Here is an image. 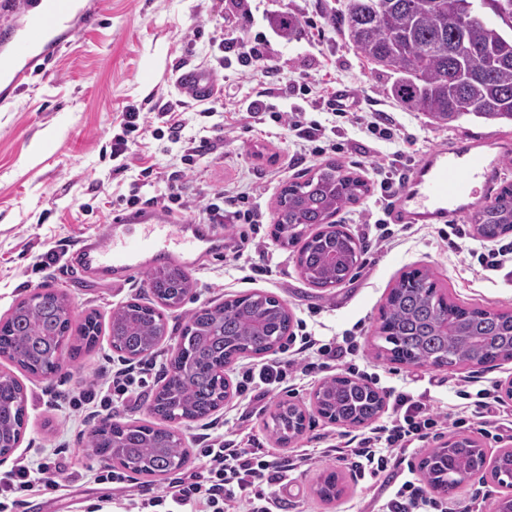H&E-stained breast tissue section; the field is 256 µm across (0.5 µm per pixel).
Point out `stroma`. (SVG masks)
Here are the masks:
<instances>
[{"mask_svg":"<svg viewBox=\"0 0 512 512\" xmlns=\"http://www.w3.org/2000/svg\"><path fill=\"white\" fill-rule=\"evenodd\" d=\"M344 0H223L221 15L237 20L246 36L265 40L268 63L277 70L275 103L280 108L304 105L302 80L329 82L333 89L356 94L372 108L389 113L407 129L410 139L400 147L405 160L415 162L434 147L460 140H480L504 146L506 159L500 164V185L512 183V125L466 117L452 127H440L418 112L399 107L386 94L395 81L392 71L371 68L337 31L335 16ZM98 26L91 31L76 29L61 50L32 71L21 92L0 96V318H6L22 299L40 288H50L66 297L74 320L96 313L104 328L113 310L130 301L153 303L146 277L133 274L120 282L85 280L72 269L66 256L79 240L101 233L113 212L116 198L128 194L142 167L152 165L174 171L180 146L167 130L146 133L128 160L118 168L112 159L113 136L120 134L121 112L132 104L144 113L158 108L176 95L172 73L183 65L207 66L213 54L212 25H200L206 0H94ZM289 12L307 16L297 37L284 39L272 25L275 15ZM196 41H189L192 31ZM224 87L231 99L225 111L211 118L200 117L198 102H188L182 117L186 133L206 128L212 149L186 180V193L193 200L234 183L257 192V203L267 221L255 226L216 225L224 238L244 232L259 239L255 270H240L229 249L201 254L189 269L191 292L179 306L165 309L169 328H181L195 310L214 306L249 293L279 299L292 316L291 337L309 330L328 341L354 332L357 352L353 359L369 384L382 394L402 391L431 399L435 405L454 409L456 385L467 380L498 384L512 379V361L486 366L421 368L380 357L383 341L376 336L380 312L400 276L414 269L433 273L438 288L453 301L492 310H512V266L499 271L481 270L467 261L468 251L484 247L466 217L446 224H395L398 244L363 250L350 279L334 288L319 289L301 276L292 249L282 247L271 234V219L283 185L316 168L313 160L293 159L287 136L268 121L256 123L247 110L252 84L243 75L234 56L224 59ZM348 141L349 149L337 160L362 178H369L374 156L393 152V145L365 137L352 126L336 135ZM463 228L457 249L442 241L443 233ZM57 249L59 259L43 265L48 249ZM173 352L161 342L146 359L134 366L152 365L148 384L136 404L113 410L111 418L163 426L149 405L165 379ZM113 351L108 333H101L94 349L77 360L65 361L61 370L48 377L29 375L0 357V372L12 375L27 395V424L15 457L42 452L58 456L70 465L74 479L69 490L36 491L27 496L26 512H94L109 493L107 485L93 481L101 460L86 441L90 430L103 419L99 413L70 412L69 402L81 391L104 385L113 370L123 367ZM224 375L233 383L232 398L202 419L178 425L189 452L187 469H199L205 434L225 430L243 432L251 442L281 454L302 448L346 441L368 432V425L332 424L312 406L314 391L322 384L315 377L304 384L286 380L273 390L265 412L242 422L238 416L247 405V395L238 389L235 366ZM289 402L306 411L304 432L292 442L279 444L272 433L271 413L276 404ZM469 437L486 456L512 448V428L494 433L481 424L463 423L429 436L426 448H435L449 437ZM342 477V494L329 502L315 492L325 468ZM380 488L370 479L356 477L336 456H320L296 471L288 489L290 512H376Z\"/></svg>","mask_w":512,"mask_h":512,"instance_id":"1","label":"stroma"}]
</instances>
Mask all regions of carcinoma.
Segmentation results:
<instances>
[{"mask_svg":"<svg viewBox=\"0 0 512 512\" xmlns=\"http://www.w3.org/2000/svg\"><path fill=\"white\" fill-rule=\"evenodd\" d=\"M470 20L462 23V14ZM281 35L298 33L296 18L285 12L276 20ZM340 32L368 62L397 74L388 94L411 112L439 126L464 117L512 123V0H346L336 18ZM369 193L368 183L337 161H329L284 186L277 201L273 235L283 247L296 248V265L312 286L334 288L356 267L361 247L343 225L331 218ZM504 201L479 205L467 215L477 233L500 237L512 228V184L501 188ZM159 304L176 307L190 293L187 275L161 267L147 275ZM288 309L272 296L253 293L191 313L181 328L183 347L174 353L164 383L150 411L167 420L207 416L224 403V377L207 364L226 365L280 343L291 330ZM167 332L156 307L129 302L112 313V348L148 355ZM99 335L93 313L73 325L65 297L39 292L23 300L0 323V356L21 369L50 376L61 369L65 354L75 358L92 349ZM378 336L390 360L441 359L448 366L470 363L477 347L495 340L485 356H512V311L458 304L440 294L426 271L402 274L380 315ZM23 386L13 377L0 380V449L15 447L25 423L20 401ZM319 405L335 421L365 424L378 404L365 386L335 377L318 392ZM273 434L283 443L302 419L292 404L279 403L272 414ZM87 447L112 463L157 479L187 462L175 431L145 424L106 420L91 430ZM483 450L468 438H450L422 460L428 484L452 494L462 473L480 467ZM325 500L340 493L339 476L325 472L317 489Z\"/></svg>","mask_w":512,"mask_h":512,"instance_id":"carcinoma-1","label":"carcinoma"}]
</instances>
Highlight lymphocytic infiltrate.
<instances>
[{
	"instance_id": "lymphocytic-infiltrate-1",
	"label": "lymphocytic infiltrate",
	"mask_w": 512,
	"mask_h": 512,
	"mask_svg": "<svg viewBox=\"0 0 512 512\" xmlns=\"http://www.w3.org/2000/svg\"><path fill=\"white\" fill-rule=\"evenodd\" d=\"M212 42L219 50L212 58V72L223 70V55L232 52L241 65H252L262 73H269L260 41L231 33L213 37ZM303 89L311 95L308 105L282 111L273 104V90L264 81L254 87L248 105L254 117L269 115L286 131L300 157H319L338 149L327 126L316 120L319 112L331 113L339 120L353 118L357 130L373 140L391 144L403 141L402 127L392 116L365 110L357 96L340 102L327 90L315 89L313 83H304ZM180 108V103L168 102L156 114L157 120L166 125L171 139L182 145L180 169L168 174L150 166L141 169L144 182L153 184L155 192L146 199L139 189H132L118 198L124 208L150 204L175 215L184 213L186 203L181 180L194 170L197 160L210 152L211 143L205 136H184ZM195 217L202 224H260L265 219L261 208L251 202L249 193L229 186L207 194ZM354 350V343L347 338L326 342L306 335L295 353L257 369H241L240 385L251 391L248 404L252 414L262 412L263 400L286 380L289 371L296 369L308 377L344 365ZM445 422L431 401L400 393L393 399L388 424L373 428L354 443L337 447L336 453L348 466L368 474L384 487L386 497L378 512H453L447 500L426 491L408 459L416 446ZM202 455L204 463L200 470L172 478L160 492L145 498L126 494L124 512H236L240 507L245 512H283L285 500L281 490L288 483L289 473L313 458L308 449L292 457L280 456L271 448H240L231 440L214 441L203 449ZM50 470L49 463L23 461L1 473L0 512H18L23 504L22 493L35 488L65 489V482L50 478Z\"/></svg>"
}]
</instances>
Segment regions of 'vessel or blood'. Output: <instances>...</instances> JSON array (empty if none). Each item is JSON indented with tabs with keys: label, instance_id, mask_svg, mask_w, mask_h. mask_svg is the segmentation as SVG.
Returning a JSON list of instances; mask_svg holds the SVG:
<instances>
[{
	"label": "vessel or blood",
	"instance_id": "1",
	"mask_svg": "<svg viewBox=\"0 0 512 512\" xmlns=\"http://www.w3.org/2000/svg\"><path fill=\"white\" fill-rule=\"evenodd\" d=\"M29 12L28 34L0 54V71L8 88L21 86L33 64L53 55L62 37L72 32L75 0H39ZM177 84L204 101L214 92L205 69L185 66L175 72ZM499 165L476 143L458 142L427 152L397 191L393 211L413 224H434L484 202L497 182ZM211 235L189 221H177L160 209L120 211L102 235L83 238L75 250L80 273L106 281L145 272L159 264L188 266L194 252Z\"/></svg>",
	"mask_w": 512,
	"mask_h": 512
}]
</instances>
